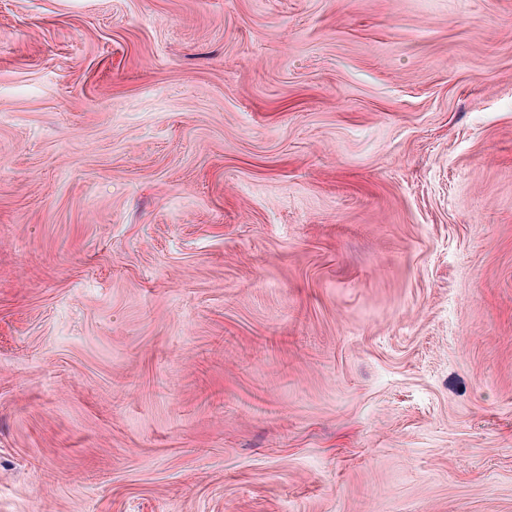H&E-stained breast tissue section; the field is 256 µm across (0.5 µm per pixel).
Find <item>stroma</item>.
Wrapping results in <instances>:
<instances>
[{"label": "stroma", "instance_id": "35a3bbf8", "mask_svg": "<svg viewBox=\"0 0 512 512\" xmlns=\"http://www.w3.org/2000/svg\"><path fill=\"white\" fill-rule=\"evenodd\" d=\"M0 512H512V0H0Z\"/></svg>", "mask_w": 512, "mask_h": 512}]
</instances>
